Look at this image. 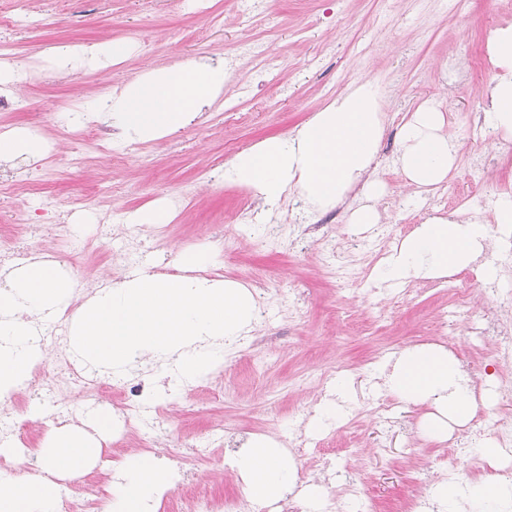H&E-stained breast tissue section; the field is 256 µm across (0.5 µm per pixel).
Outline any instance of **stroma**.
Listing matches in <instances>:
<instances>
[{"label": "stroma", "instance_id": "obj_1", "mask_svg": "<svg viewBox=\"0 0 512 512\" xmlns=\"http://www.w3.org/2000/svg\"><path fill=\"white\" fill-rule=\"evenodd\" d=\"M19 13L26 22L0 28V44L22 64L72 41L99 44L132 28L143 34L127 60L49 76L23 90L26 109L0 112V132L30 128L55 144L52 160L37 171L55 200L57 221L71 223L86 210L98 217L73 229L68 246L57 244L51 225H15L29 249H53L71 266L78 298L86 300L126 271L112 239L127 215L176 196L181 203L171 224L144 232L136 250L162 271L174 268L177 249L212 247L216 274L271 298L255 329L259 345H242L211 375L166 401L173 437L219 424L225 447L241 448L254 429L303 427L300 415L314 391L298 380L317 369L348 382L355 412L330 428L303 427L324 447L294 455L296 484L308 485L322 464L343 467L365 485L378 512H398L417 480L447 464L464 480L482 474L479 446L492 438L493 420H512V393L481 409L454 439L433 441L419 430L427 406L400 405L397 422L381 427L372 416L371 391L381 387L380 369L400 350L433 341L454 344L459 363L475 366L478 379L492 372L497 385H512V363L499 362L495 335L471 331L500 314L494 294L512 292V272L502 273L491 292L474 271H460L470 302L456 309L440 280L381 284L373 270L382 247H393L428 217L453 212L431 207L430 193L406 185L393 166L399 128L421 102L446 113L459 151V166L442 193L474 191L491 201L512 193V139L486 138L483 121L494 76L488 41L497 27L512 23V7L504 0H96L91 8L84 0H0V15ZM192 58L224 63L230 73L210 111L166 138L113 147L115 163L90 147L73 160L64 139L73 111L93 110L101 95L138 77L146 64ZM361 82L373 83L382 101L385 135L376 173L388 190L381 224L368 232L348 224L352 197L325 214L309 213L293 197L273 214L234 223V211H254L256 203L229 180L230 160L264 139L288 135ZM480 155L492 163L477 171L472 161ZM275 217L288 225L271 245L263 226ZM140 446L130 434L111 467H84L80 482L88 497L109 496L116 467ZM196 489L247 495L220 459L202 465Z\"/></svg>", "mask_w": 512, "mask_h": 512}]
</instances>
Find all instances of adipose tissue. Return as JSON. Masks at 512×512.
Instances as JSON below:
<instances>
[{
	"label": "adipose tissue",
	"instance_id": "ef3b65f1",
	"mask_svg": "<svg viewBox=\"0 0 512 512\" xmlns=\"http://www.w3.org/2000/svg\"><path fill=\"white\" fill-rule=\"evenodd\" d=\"M132 51L122 38L91 46L55 49L53 70L83 64L103 69L125 60ZM496 69L485 123L512 137V23L494 30L488 44ZM229 79L223 63L203 59L145 70L137 79L113 90L89 112L73 116L116 130L119 143H145L163 138L208 111ZM447 118L425 102L399 128L395 160L408 184L430 191L445 183L457 165L456 150L446 131ZM384 134L380 98L369 82L349 87L315 112L295 132L265 139L235 155L228 176L250 192L260 206L273 210L283 198L296 196L314 212L336 208L351 192L359 203L347 221L368 229L380 221L378 203L386 192L374 176ZM50 142L38 131L19 128L0 132V164L36 165L50 154ZM490 237L488 225L457 217L434 216L395 244L375 271L381 282L437 279L478 266L479 276L495 281L494 262L479 257ZM176 275L155 272L145 260L128 268L122 279L101 288L72 318L75 353L93 370L121 375L153 359L173 365L170 388L182 380L209 375L224 350L248 335L258 321V306L248 286L209 276L214 255L205 246L178 251ZM78 284L62 264L34 255L18 268L0 267V402L31 377L47 352L43 339L76 296ZM458 360L447 350L425 345L407 349L385 376L388 393L416 405H433L421 424L431 439L442 438L449 424H468L486 399L461 384ZM91 440L77 428H52L40 450L48 469L79 475ZM235 466L246 478L250 499L260 503L283 492L294 472L279 448L265 438L253 439ZM110 512H146L149 501L169 484L161 460L130 458L119 467ZM483 500L512 502V482L492 477L469 482L467 488L442 483L437 495L456 500L461 492ZM57 485L36 477L20 481L0 468V512H53Z\"/></svg>",
	"mask_w": 512,
	"mask_h": 512
}]
</instances>
